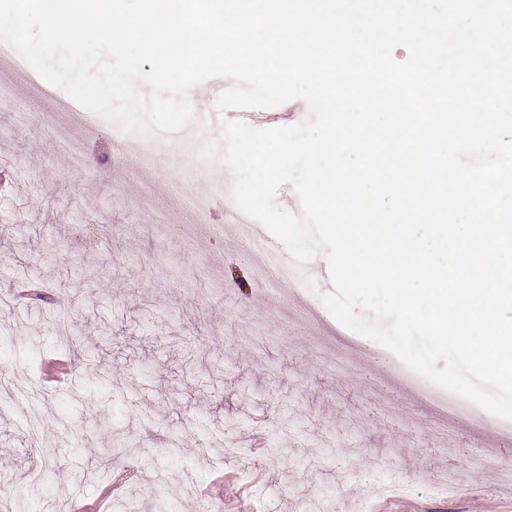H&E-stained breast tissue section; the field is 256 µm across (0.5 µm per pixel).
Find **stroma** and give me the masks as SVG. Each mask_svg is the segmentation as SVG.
Listing matches in <instances>:
<instances>
[{"label": "stroma", "mask_w": 512, "mask_h": 512, "mask_svg": "<svg viewBox=\"0 0 512 512\" xmlns=\"http://www.w3.org/2000/svg\"><path fill=\"white\" fill-rule=\"evenodd\" d=\"M14 94L24 111L0 105V170L13 175L0 195V294L27 279L46 300L0 320V372L39 386L45 361L64 358L79 379L45 396L36 441L27 400L0 402V512L33 497L31 470L42 512H155L161 499L169 512H216L208 489L226 474L247 484L249 512L321 500L334 512H512L489 462L503 445L494 415L448 418L396 383L402 361L322 305L330 270L303 264V289L260 279L227 201L194 222L181 189H212L213 165L127 169L112 160L122 130L92 113L90 164L74 173L41 129L47 104L26 86ZM253 113L268 129L309 108L294 98ZM90 203L100 223H84ZM305 295L315 317L296 302ZM258 437L280 449L278 468L262 465ZM110 442L131 449L104 466L95 454ZM448 470L444 492L434 480Z\"/></svg>", "instance_id": "obj_1"}]
</instances>
